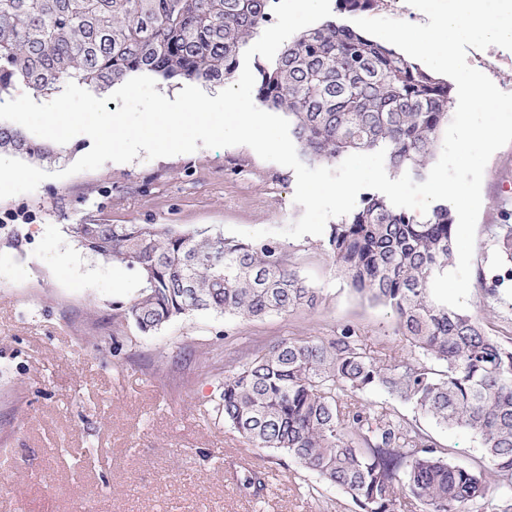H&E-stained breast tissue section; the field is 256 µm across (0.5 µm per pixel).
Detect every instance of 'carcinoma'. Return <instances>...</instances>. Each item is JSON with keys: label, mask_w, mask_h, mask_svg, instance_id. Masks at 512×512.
Instances as JSON below:
<instances>
[{"label": "carcinoma", "mask_w": 512, "mask_h": 512, "mask_svg": "<svg viewBox=\"0 0 512 512\" xmlns=\"http://www.w3.org/2000/svg\"><path fill=\"white\" fill-rule=\"evenodd\" d=\"M277 2L0 0V104L20 89L58 96L76 82L104 91L141 73L223 85ZM258 71L257 104L285 111L310 164L383 149L391 171L422 179L453 110L448 82L333 21ZM2 150L49 164L66 153L0 125ZM502 217L496 246L512 262V213ZM68 231L91 254L138 274L137 296L112 320L142 333L195 312L262 319L323 300L274 238L95 220ZM454 232L446 203L420 218L384 196H363L329 225L326 251L354 292L392 311L410 354L384 360L350 328L279 339L224 374V422L254 448L286 452L358 512H481L493 485L492 512H512V340L434 299V277L452 266ZM506 280L512 267L477 283L493 294ZM377 391L389 401L367 399ZM395 402L475 434L490 469L456 463ZM240 484L255 497L268 488L257 469Z\"/></svg>", "instance_id": "carcinoma-1"}]
</instances>
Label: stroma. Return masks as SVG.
<instances>
[{
	"instance_id": "35a3bbf8",
	"label": "stroma",
	"mask_w": 512,
	"mask_h": 512,
	"mask_svg": "<svg viewBox=\"0 0 512 512\" xmlns=\"http://www.w3.org/2000/svg\"><path fill=\"white\" fill-rule=\"evenodd\" d=\"M467 62L512 93V50L471 48ZM295 188L292 169L237 145L109 161L0 199V512H356L349 497L286 453L251 447L216 413L229 358L281 338L350 328L381 358L408 353L391 310L349 288L323 237L284 241L324 296L316 308L256 320L196 313L150 335L131 326L117 335L113 308L140 281L67 230L84 218L277 230L303 213ZM481 196L472 267L489 272L500 261L495 227L512 210V143L489 159ZM467 309L491 334L512 337V282L493 296L470 287ZM422 425L459 464L482 461L474 434ZM258 466L278 477L259 500L240 485ZM307 484L314 494L300 495Z\"/></svg>"
}]
</instances>
